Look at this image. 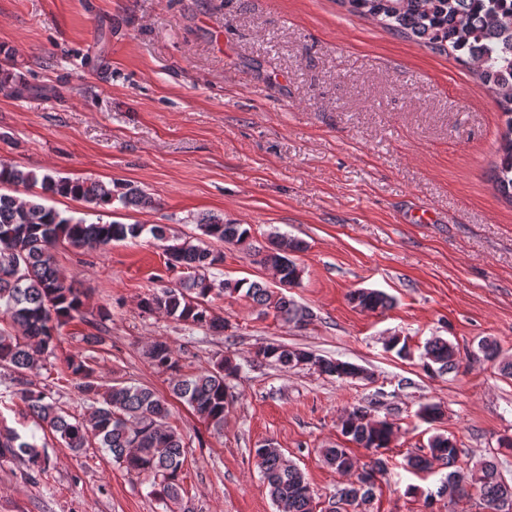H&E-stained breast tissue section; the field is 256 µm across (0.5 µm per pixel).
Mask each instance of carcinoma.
<instances>
[{
  "instance_id": "1",
  "label": "carcinoma",
  "mask_w": 512,
  "mask_h": 512,
  "mask_svg": "<svg viewBox=\"0 0 512 512\" xmlns=\"http://www.w3.org/2000/svg\"><path fill=\"white\" fill-rule=\"evenodd\" d=\"M347 11L370 18L385 29L421 42L440 54H448L472 73L493 94L502 116L504 130L497 148L499 162L490 174L496 193L512 204V0H339ZM0 185L40 187V192L22 199L0 192V369L13 374L11 397L23 405V414L49 432L63 447L80 456L91 448L112 455L128 473L152 478V494L164 502L177 503L183 491L181 474L186 443L168 424L167 400L147 387L125 382L104 385L99 381L94 356L79 352L65 358L61 378L73 382L88 405V417L69 414L51 400L49 393L26 379L41 359L55 353L62 329L81 311L82 294L68 283L56 263L54 250L61 243L74 247L105 248L114 241L135 240L149 231L158 241L168 240L166 228L117 222L88 224L65 217L43 200L60 196L82 201L94 208L114 202L124 207L152 208L156 201L130 184L60 177L37 173L0 163ZM202 235L232 246H245L250 229L207 215L199 219ZM254 250V249H252ZM301 244L285 235H275L269 244L254 250L260 262L275 271L283 288L297 285L302 270L291 258ZM167 266L187 271L176 287L161 288L141 299L144 311L162 313L188 330L219 332L224 320L215 316L209 298L224 293L243 296L265 314L295 327L307 324L310 312L276 288L247 279H218L215 270L224 254L185 239L165 248ZM357 306L384 310L392 305L383 292L358 289L350 294ZM146 355L152 365L171 372V393L184 401L193 413L219 432L233 395L231 381L241 365L226 357L212 369L197 374L180 373L179 361L165 341H152ZM424 367L450 373L458 366L456 348L441 337L428 340L421 353ZM262 360L283 367L309 366L338 379L365 378L367 373L350 362L326 359L312 352L284 344L262 347ZM340 433L360 448L383 454L397 437L387 420L374 419L366 408L356 406L345 412ZM461 449L455 439L443 434L429 438L422 453L409 458L408 465L425 470L434 462L451 469L456 494L469 495L474 489L487 512H500V505L512 501V483L497 466L484 462L466 471L454 469ZM325 462L337 472L355 480L336 490L329 512H364L373 498L376 474L382 460L358 466L345 448L322 450ZM255 457L268 494L278 512H314V500L305 473L285 458L282 449L267 441L255 449ZM0 459L19 460L30 480L44 474L50 457L46 446L25 440L14 429L0 426Z\"/></svg>"
}]
</instances>
